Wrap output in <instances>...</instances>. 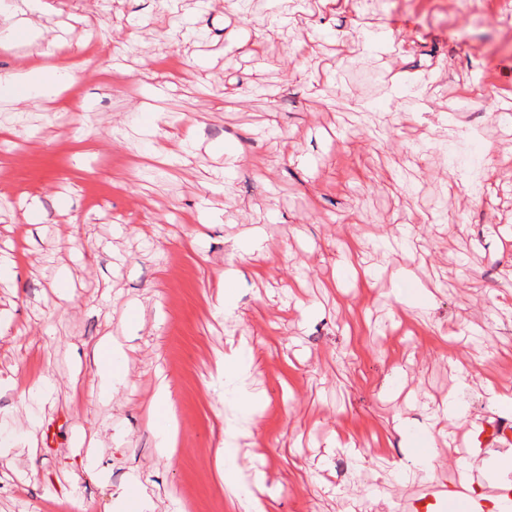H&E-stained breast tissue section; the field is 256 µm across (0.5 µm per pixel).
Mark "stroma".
I'll return each mask as SVG.
<instances>
[{
	"label": "stroma",
	"mask_w": 512,
	"mask_h": 512,
	"mask_svg": "<svg viewBox=\"0 0 512 512\" xmlns=\"http://www.w3.org/2000/svg\"><path fill=\"white\" fill-rule=\"evenodd\" d=\"M0 13L42 33L0 42V72L40 62L52 38L93 54L63 97L24 112L0 99L14 130L0 255L15 262L0 283V512H110L134 475L154 512H237L214 458L224 353L243 341L265 409L226 465L266 474L269 512H408L456 478L490 494L473 451L512 455L482 442L512 420L483 389L512 387V0ZM148 107L173 137L145 131ZM254 233L260 249L240 250ZM426 428L429 479L411 447ZM155 402L167 421V424L157 425L156 437L158 439V451L161 455L170 457L176 445L175 432L171 426L174 419L173 392L168 381L162 380L155 392Z\"/></svg>",
	"instance_id": "stroma-1"
}]
</instances>
